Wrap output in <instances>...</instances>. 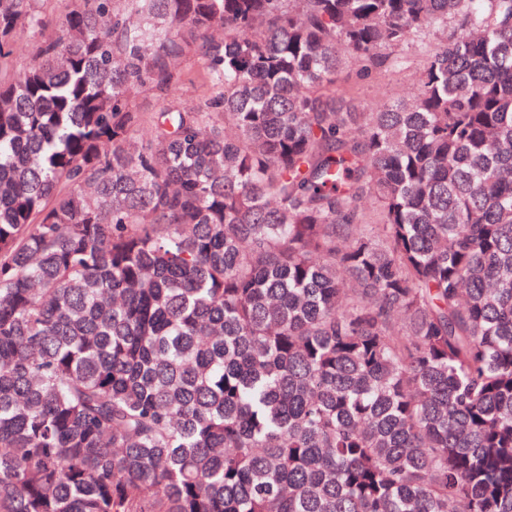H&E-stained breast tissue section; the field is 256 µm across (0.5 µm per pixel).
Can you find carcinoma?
I'll return each instance as SVG.
<instances>
[{
  "mask_svg": "<svg viewBox=\"0 0 512 512\" xmlns=\"http://www.w3.org/2000/svg\"><path fill=\"white\" fill-rule=\"evenodd\" d=\"M32 2L0 512H512V0H70L17 69ZM411 63L390 80L374 77L363 78L354 71H345L341 74L340 81L344 86L353 88L355 103L367 109L371 104L390 98L407 96L416 86L419 69L422 64V55L426 54L425 48H415L410 51Z\"/></svg>",
  "mask_w": 512,
  "mask_h": 512,
  "instance_id": "obj_1",
  "label": "carcinoma"
}]
</instances>
